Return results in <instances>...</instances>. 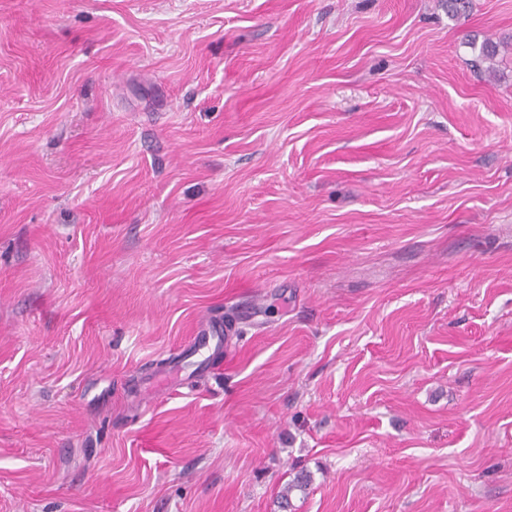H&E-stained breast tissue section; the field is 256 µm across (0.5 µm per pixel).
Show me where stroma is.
<instances>
[{
  "mask_svg": "<svg viewBox=\"0 0 512 512\" xmlns=\"http://www.w3.org/2000/svg\"><path fill=\"white\" fill-rule=\"evenodd\" d=\"M0 512H512V0H0ZM191 355L196 357L195 361L198 365L207 363L212 354L224 349V330L222 328H214L209 323L203 325L196 336H192Z\"/></svg>",
  "mask_w": 512,
  "mask_h": 512,
  "instance_id": "stroma-1",
  "label": "stroma"
}]
</instances>
